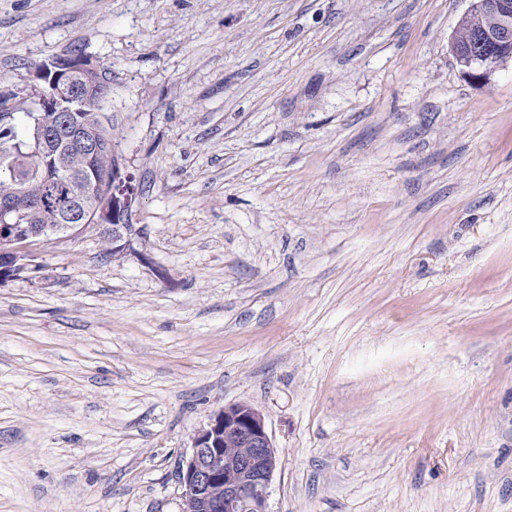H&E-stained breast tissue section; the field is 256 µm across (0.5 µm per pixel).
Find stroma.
I'll use <instances>...</instances> for the list:
<instances>
[{
  "instance_id": "35a3bbf8",
  "label": "stroma",
  "mask_w": 512,
  "mask_h": 512,
  "mask_svg": "<svg viewBox=\"0 0 512 512\" xmlns=\"http://www.w3.org/2000/svg\"><path fill=\"white\" fill-rule=\"evenodd\" d=\"M469 0H0V99L110 67L119 242L0 282V512H182L224 407L259 410L269 512H512V61ZM470 9L464 15L455 31V39L460 44L470 41L472 31L484 28L489 31L502 30L499 34L479 33L477 37L481 42L495 45L496 50L490 54L474 53L464 49L453 38L451 51L456 64L468 79L482 82L488 79L490 73L499 65L512 59V0H471ZM486 8L495 9L483 11ZM480 11L478 15L476 14ZM501 18V20H500Z\"/></svg>"
}]
</instances>
